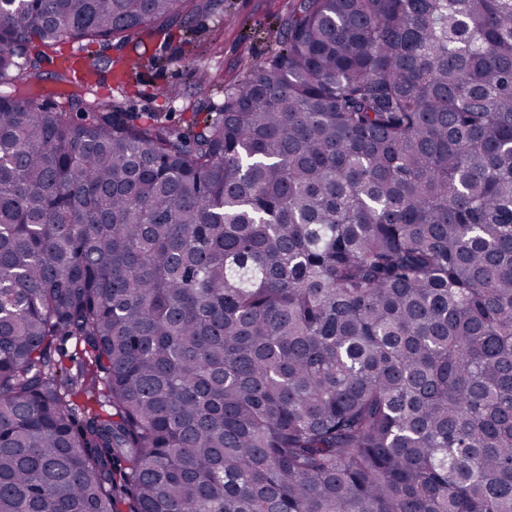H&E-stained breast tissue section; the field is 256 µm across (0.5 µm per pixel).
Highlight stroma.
Instances as JSON below:
<instances>
[{"mask_svg": "<svg viewBox=\"0 0 512 512\" xmlns=\"http://www.w3.org/2000/svg\"><path fill=\"white\" fill-rule=\"evenodd\" d=\"M294 6V0H224L222 13L174 24L165 35L142 33L128 41L62 43L57 54L42 63L38 99L58 101L63 90L57 79L59 57L77 50L94 62L101 95H112L126 112H159L173 126H185L201 105L195 96L200 75H223V87L211 90L202 104L209 110L220 108L225 90L240 85L249 71L275 53L279 29ZM130 55L136 57L137 67L115 79L108 59L122 61Z\"/></svg>", "mask_w": 512, "mask_h": 512, "instance_id": "obj_1", "label": "stroma"}]
</instances>
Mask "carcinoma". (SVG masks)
<instances>
[{
	"mask_svg": "<svg viewBox=\"0 0 512 512\" xmlns=\"http://www.w3.org/2000/svg\"><path fill=\"white\" fill-rule=\"evenodd\" d=\"M221 2L0 0V512H512V0H299L183 129L37 103Z\"/></svg>",
	"mask_w": 512,
	"mask_h": 512,
	"instance_id": "carcinoma-1",
	"label": "carcinoma"
}]
</instances>
